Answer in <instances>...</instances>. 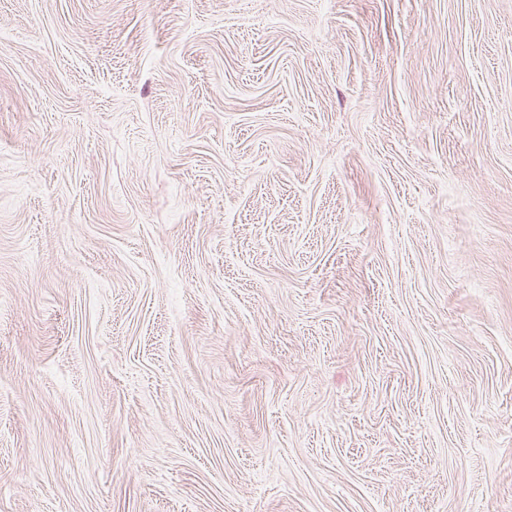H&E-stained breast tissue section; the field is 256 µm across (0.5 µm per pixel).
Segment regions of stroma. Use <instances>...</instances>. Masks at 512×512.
Segmentation results:
<instances>
[{
	"label": "stroma",
	"instance_id": "obj_1",
	"mask_svg": "<svg viewBox=\"0 0 512 512\" xmlns=\"http://www.w3.org/2000/svg\"><path fill=\"white\" fill-rule=\"evenodd\" d=\"M0 512H512V0H0Z\"/></svg>",
	"mask_w": 512,
	"mask_h": 512
}]
</instances>
